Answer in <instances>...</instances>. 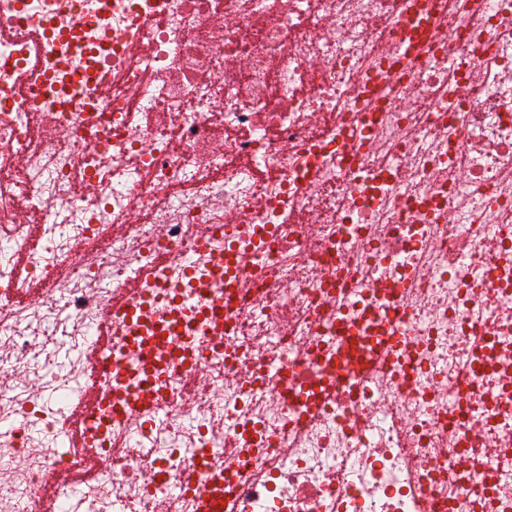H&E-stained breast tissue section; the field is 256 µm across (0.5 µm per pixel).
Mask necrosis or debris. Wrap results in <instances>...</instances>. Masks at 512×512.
<instances>
[{"label":"necrosis or debris","instance_id":"4bbe7bcc","mask_svg":"<svg viewBox=\"0 0 512 512\" xmlns=\"http://www.w3.org/2000/svg\"><path fill=\"white\" fill-rule=\"evenodd\" d=\"M3 352L97 512H512V0H0ZM98 402L99 389L92 385L86 392L80 394L77 400L72 404L71 409L73 411L68 418L71 422V430L68 438L72 446L85 448L82 426L86 415L97 407Z\"/></svg>","mask_w":512,"mask_h":512}]
</instances>
